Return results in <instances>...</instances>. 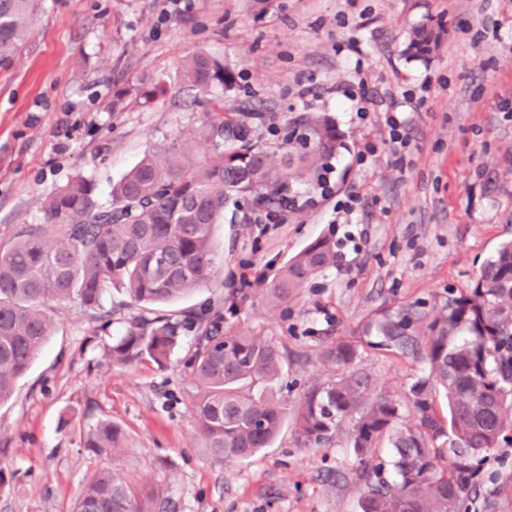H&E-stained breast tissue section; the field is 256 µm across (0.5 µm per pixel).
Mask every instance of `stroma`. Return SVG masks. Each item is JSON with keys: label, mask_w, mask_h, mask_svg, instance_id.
Returning a JSON list of instances; mask_svg holds the SVG:
<instances>
[{"label": "stroma", "mask_w": 512, "mask_h": 512, "mask_svg": "<svg viewBox=\"0 0 512 512\" xmlns=\"http://www.w3.org/2000/svg\"><path fill=\"white\" fill-rule=\"evenodd\" d=\"M419 26L440 40L410 58ZM198 51L230 68L231 89L205 97L183 87L178 66ZM389 91L423 100L399 115L407 142L396 155L384 113L359 116L355 103ZM214 96L276 158L301 114L334 121L344 146L329 195L303 180L278 222L240 200L236 219L214 229L216 276L179 301L143 306L112 290L97 310L49 304L54 331L0 403V465L12 474L0 512H70L103 469L170 499L175 512H360L359 463L344 436L307 448L288 423L252 461H216L187 412L192 338L164 368L113 364V340L137 316L224 307L227 324L287 349L283 394L294 403L333 376L328 342L363 340L383 312L444 303L512 239V0H43L29 39L0 65V245L43 223L42 200L73 178L109 206L113 185L192 134ZM349 195L361 205L336 223L334 207ZM319 237L335 240V265L287 310L268 307L263 288ZM361 364L398 398L421 369L370 348ZM104 419L121 429L123 457L84 448Z\"/></svg>", "instance_id": "1"}]
</instances>
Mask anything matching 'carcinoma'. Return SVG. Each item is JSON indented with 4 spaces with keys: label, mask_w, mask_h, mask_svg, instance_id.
<instances>
[{
    "label": "carcinoma",
    "mask_w": 512,
    "mask_h": 512,
    "mask_svg": "<svg viewBox=\"0 0 512 512\" xmlns=\"http://www.w3.org/2000/svg\"><path fill=\"white\" fill-rule=\"evenodd\" d=\"M40 2L0 0V64L31 34ZM438 39L432 29H417L406 53L421 56ZM180 80L199 94L233 83L228 68L202 53L184 59ZM224 112L216 104L196 137L146 155L114 187L109 208L98 206L91 183L76 179L43 199L44 223L27 225L0 248V402L12 397L53 332L48 303L77 299L95 310L113 288L154 305L207 286L215 273L213 226L224 220L228 198L249 197L257 210L289 207L291 183L306 174L321 180L342 147L329 118L309 117L276 165L250 142L244 124ZM197 137L213 152L193 164ZM334 264L335 241L309 243L264 290L268 305H288L313 275ZM189 332L196 335L185 361L195 435L212 458L249 462L271 446L288 418L281 394L288 354L274 341L226 329L224 314L204 307L180 319L135 318L112 342V361L163 367ZM364 333L367 346L410 353L424 371L400 402L361 367L358 344L328 343L322 358L336 374L311 385L295 409L300 442H329L349 425V448L361 465V512H512V465L502 456L496 469L483 471L488 457L512 442L502 434L512 427V240L497 247L470 288L453 293L432 315L384 313ZM83 446L96 455L125 453L119 428L108 420L89 428ZM382 446L385 458L378 454ZM171 509L170 500L104 470L84 482L72 512Z\"/></svg>",
    "instance_id": "obj_1"
}]
</instances>
